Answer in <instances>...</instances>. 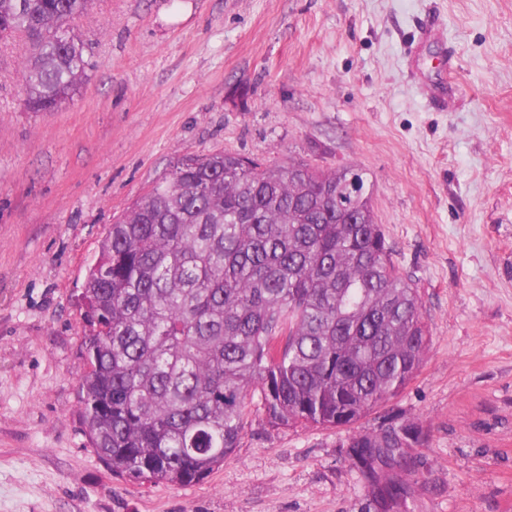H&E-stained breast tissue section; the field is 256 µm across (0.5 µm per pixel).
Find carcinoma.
I'll use <instances>...</instances> for the list:
<instances>
[{
    "mask_svg": "<svg viewBox=\"0 0 512 512\" xmlns=\"http://www.w3.org/2000/svg\"><path fill=\"white\" fill-rule=\"evenodd\" d=\"M91 0H0V40L23 34L28 112H55L87 61L74 33ZM85 419L113 474L199 480L237 448L255 394L271 424L350 426L401 393L431 335L395 267L363 170L266 168L185 156L111 226L83 288ZM395 420L351 456L422 444ZM400 509L410 484H392Z\"/></svg>",
    "mask_w": 512,
    "mask_h": 512,
    "instance_id": "1",
    "label": "carcinoma"
}]
</instances>
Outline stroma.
<instances>
[{"label":"stroma","mask_w":512,"mask_h":512,"mask_svg":"<svg viewBox=\"0 0 512 512\" xmlns=\"http://www.w3.org/2000/svg\"><path fill=\"white\" fill-rule=\"evenodd\" d=\"M74 30L90 67L47 114L0 42V512H379L348 443L391 416L424 435L408 512H512V0H93ZM214 151L362 169L431 344L356 424L253 406L219 468L151 486L92 446L79 295L113 220Z\"/></svg>","instance_id":"1"}]
</instances>
